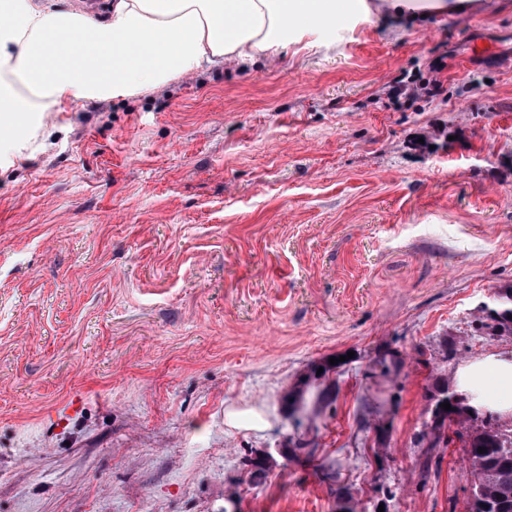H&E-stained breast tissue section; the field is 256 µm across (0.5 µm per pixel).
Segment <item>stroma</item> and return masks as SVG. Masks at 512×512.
<instances>
[{"label":"stroma","instance_id":"35a3bbf8","mask_svg":"<svg viewBox=\"0 0 512 512\" xmlns=\"http://www.w3.org/2000/svg\"><path fill=\"white\" fill-rule=\"evenodd\" d=\"M478 38L512 53V0H367L0 151V512H465L461 442L417 436L512 352L478 322L512 286V66ZM397 86L394 87V93L396 96L401 95L402 93H417L419 90L429 97H434L438 95L441 90L440 81L437 79H428L420 76L418 79H408L405 80V77L401 78L397 82ZM413 84H416L415 86Z\"/></svg>","mask_w":512,"mask_h":512}]
</instances>
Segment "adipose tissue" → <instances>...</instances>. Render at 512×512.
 I'll return each mask as SVG.
<instances>
[{"label": "adipose tissue", "mask_w": 512, "mask_h": 512, "mask_svg": "<svg viewBox=\"0 0 512 512\" xmlns=\"http://www.w3.org/2000/svg\"><path fill=\"white\" fill-rule=\"evenodd\" d=\"M353 0H0V144L48 107L135 96L227 60L286 45L293 27L335 21ZM455 390L477 412L512 419V353L458 366Z\"/></svg>", "instance_id": "ef3b65f1"}]
</instances>
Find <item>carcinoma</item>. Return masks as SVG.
Instances as JSON below:
<instances>
[{
  "label": "carcinoma",
  "instance_id": "1",
  "mask_svg": "<svg viewBox=\"0 0 512 512\" xmlns=\"http://www.w3.org/2000/svg\"><path fill=\"white\" fill-rule=\"evenodd\" d=\"M488 322L481 324L498 335L512 334V288L497 292V308L482 307ZM432 409L428 430L418 435V443H428L434 448L439 443L449 444L452 438L446 433L456 426L455 435L466 448L467 473L472 485L466 512H512V428L498 424L491 416H479L470 411L464 400L448 389L439 390ZM449 403L451 410L442 409ZM483 452H478V449Z\"/></svg>",
  "mask_w": 512,
  "mask_h": 512
}]
</instances>
